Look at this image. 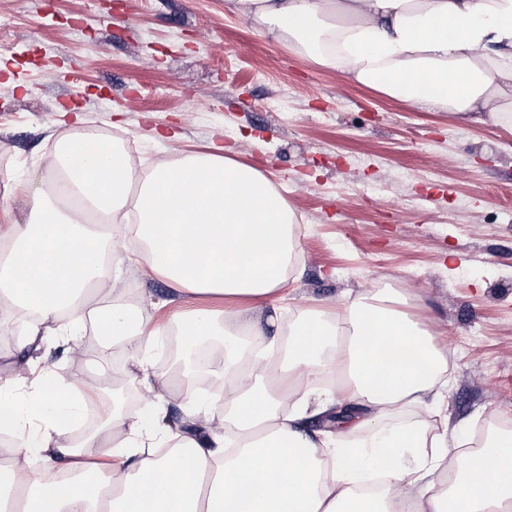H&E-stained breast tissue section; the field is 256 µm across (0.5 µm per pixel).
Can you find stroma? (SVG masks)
<instances>
[{
	"label": "stroma",
	"instance_id": "obj_1",
	"mask_svg": "<svg viewBox=\"0 0 512 512\" xmlns=\"http://www.w3.org/2000/svg\"><path fill=\"white\" fill-rule=\"evenodd\" d=\"M0 227L29 218L27 187L61 134L109 132L143 169L224 148L261 172L300 231L288 307L397 287L448 354L427 421L512 427V131L412 108L229 12L224 0H0ZM81 91L80 109L62 102ZM151 324L177 299L146 263L117 260ZM103 337L48 344L56 373L88 380L121 352Z\"/></svg>",
	"mask_w": 512,
	"mask_h": 512
}]
</instances>
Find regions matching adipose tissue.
<instances>
[{"instance_id":"1","label":"adipose tissue","mask_w":512,"mask_h":512,"mask_svg":"<svg viewBox=\"0 0 512 512\" xmlns=\"http://www.w3.org/2000/svg\"><path fill=\"white\" fill-rule=\"evenodd\" d=\"M317 64L401 102L467 121L512 125V0H226ZM29 198L30 219L0 230V309L32 313L20 349L78 341L87 322L127 351L125 376L153 394L113 405L69 441L96 387L44 371L0 380V512H512V433L459 453L426 423L386 426L425 409L448 381L446 353L391 289L332 310L300 309L287 340L266 335L256 307L281 293L294 262L296 219L257 170L218 153L144 173L114 147L61 136L49 163L65 175ZM129 262L146 261L179 294L223 299L224 310L172 314L186 345L232 327L246 356L225 347L224 404L185 386L188 427L161 405L175 377L150 368L163 328L112 275V226ZM284 348L271 363L262 349ZM336 376L316 390L310 375ZM353 405L350 431L309 433V418ZM413 467H404L403 455Z\"/></svg>"}]
</instances>
